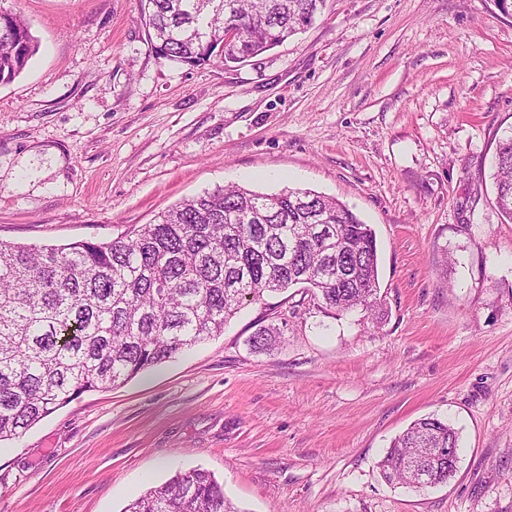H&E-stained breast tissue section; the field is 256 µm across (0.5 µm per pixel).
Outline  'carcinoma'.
<instances>
[{"label": "carcinoma", "mask_w": 512, "mask_h": 512, "mask_svg": "<svg viewBox=\"0 0 512 512\" xmlns=\"http://www.w3.org/2000/svg\"><path fill=\"white\" fill-rule=\"evenodd\" d=\"M140 0L154 53L198 67H230L310 26L323 0ZM237 27L230 37L225 21ZM36 51L24 19L0 11V84ZM495 201L512 222V134L498 140ZM317 308L376 316L378 248L372 227L344 203L311 189L262 193L226 186L188 199L109 242L32 246L0 242V442L14 440L85 392L121 385L224 334L246 299L294 286ZM280 327L250 337L272 351ZM445 419L415 421L378 463L389 482L422 489L445 483ZM125 512H241L201 468L176 472Z\"/></svg>", "instance_id": "1"}]
</instances>
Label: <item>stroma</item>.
<instances>
[{"instance_id": "obj_1", "label": "stroma", "mask_w": 512, "mask_h": 512, "mask_svg": "<svg viewBox=\"0 0 512 512\" xmlns=\"http://www.w3.org/2000/svg\"><path fill=\"white\" fill-rule=\"evenodd\" d=\"M39 50L0 84V241L106 242L236 184L336 197L376 234L386 314L301 289L0 443V512H123L201 468L240 512H512V17L493 0H324L234 68L152 51L139 0H0ZM297 305L278 350L257 324ZM459 433L447 483L381 478L428 415ZM494 169L496 205L502 216L512 222V134L498 140ZM280 333V327L275 324L260 325L251 335L250 345L257 353H268L275 348Z\"/></svg>"}]
</instances>
